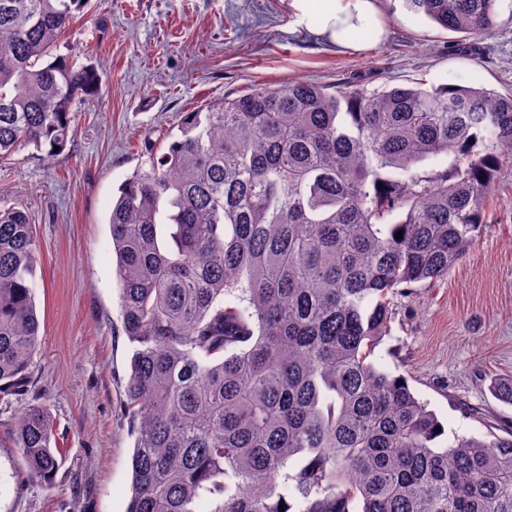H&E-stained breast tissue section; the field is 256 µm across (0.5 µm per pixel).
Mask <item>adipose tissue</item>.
Segmentation results:
<instances>
[{"instance_id": "obj_1", "label": "adipose tissue", "mask_w": 512, "mask_h": 512, "mask_svg": "<svg viewBox=\"0 0 512 512\" xmlns=\"http://www.w3.org/2000/svg\"><path fill=\"white\" fill-rule=\"evenodd\" d=\"M289 8L296 26L310 28L313 36L345 52L363 50L353 38L356 31L384 33L380 0H290ZM313 18L318 21L314 27L309 24Z\"/></svg>"}]
</instances>
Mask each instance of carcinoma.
I'll use <instances>...</instances> for the list:
<instances>
[{
    "label": "carcinoma",
    "mask_w": 512,
    "mask_h": 512,
    "mask_svg": "<svg viewBox=\"0 0 512 512\" xmlns=\"http://www.w3.org/2000/svg\"><path fill=\"white\" fill-rule=\"evenodd\" d=\"M504 0H405L477 36ZM82 0H0V158L64 150L98 74L56 54ZM165 152L119 187L109 218L133 345L127 512H512V434L441 447L436 413L370 360L391 300L468 254L504 157L512 95L482 86L293 80L185 112ZM453 157L423 176L417 165ZM170 229L164 243L158 228ZM402 232V238L395 237ZM36 240L0 207V399L39 341ZM51 415L17 442L55 482Z\"/></svg>",
    "instance_id": "1"
}]
</instances>
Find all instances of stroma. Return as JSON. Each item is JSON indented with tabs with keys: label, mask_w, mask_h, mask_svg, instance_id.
I'll return each instance as SVG.
<instances>
[{
	"label": "stroma",
	"mask_w": 512,
	"mask_h": 512,
	"mask_svg": "<svg viewBox=\"0 0 512 512\" xmlns=\"http://www.w3.org/2000/svg\"><path fill=\"white\" fill-rule=\"evenodd\" d=\"M289 0H89L61 53L99 69L77 105L66 150L0 159V204L35 226L40 343L31 378L0 409V512H126L134 438L124 413L133 348L108 220L119 185L166 150L182 113L252 85L350 78L373 91L420 82L512 92V11L459 46V34L381 0L386 35L339 52L297 27ZM487 222L446 280L395 297L372 361L404 376L445 440L505 437L512 405L492 391L512 376V163L503 162ZM52 415L64 451L53 487L20 461L29 405Z\"/></svg>",
	"instance_id": "35a3bbf8"
}]
</instances>
